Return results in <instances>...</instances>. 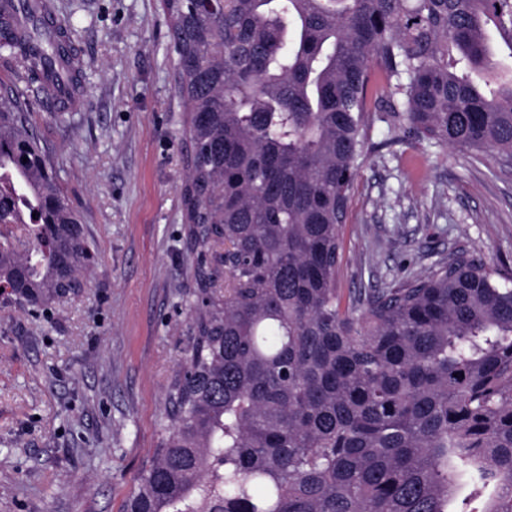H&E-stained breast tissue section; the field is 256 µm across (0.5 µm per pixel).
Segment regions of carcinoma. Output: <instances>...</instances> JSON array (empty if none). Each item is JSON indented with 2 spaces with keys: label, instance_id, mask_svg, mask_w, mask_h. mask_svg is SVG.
I'll use <instances>...</instances> for the list:
<instances>
[{
  "label": "carcinoma",
  "instance_id": "obj_1",
  "mask_svg": "<svg viewBox=\"0 0 512 512\" xmlns=\"http://www.w3.org/2000/svg\"><path fill=\"white\" fill-rule=\"evenodd\" d=\"M201 247L190 345L124 512H512V273L460 248L336 288L371 116L512 169V0H161ZM49 0L0 17V285L31 306L91 257L30 106L81 84ZM224 271L218 280L207 264Z\"/></svg>",
  "mask_w": 512,
  "mask_h": 512
}]
</instances>
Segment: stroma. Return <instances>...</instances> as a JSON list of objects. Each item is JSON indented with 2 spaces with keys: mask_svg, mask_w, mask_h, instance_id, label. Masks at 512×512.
Returning a JSON list of instances; mask_svg holds the SVG:
<instances>
[{
  "mask_svg": "<svg viewBox=\"0 0 512 512\" xmlns=\"http://www.w3.org/2000/svg\"><path fill=\"white\" fill-rule=\"evenodd\" d=\"M54 2L85 97L73 118L44 101L32 120L96 255L43 315L0 299V512H122L191 341L200 249L179 192L183 106L160 0ZM372 141L341 227L342 296L460 247L512 268V170L391 143L381 121Z\"/></svg>",
  "mask_w": 512,
  "mask_h": 512,
  "instance_id": "35a3bbf8",
  "label": "stroma"
}]
</instances>
